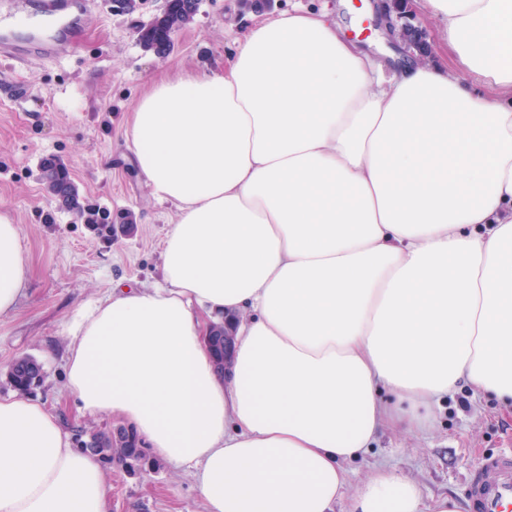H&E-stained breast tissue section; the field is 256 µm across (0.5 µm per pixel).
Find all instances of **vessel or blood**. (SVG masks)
<instances>
[{
	"label": "vessel or blood",
	"instance_id": "1",
	"mask_svg": "<svg viewBox=\"0 0 512 512\" xmlns=\"http://www.w3.org/2000/svg\"><path fill=\"white\" fill-rule=\"evenodd\" d=\"M93 0H41L44 16L67 14L68 20L49 40L31 43L32 51L56 60L76 49L71 37ZM470 512H512V452L482 457L467 483Z\"/></svg>",
	"mask_w": 512,
	"mask_h": 512
}]
</instances>
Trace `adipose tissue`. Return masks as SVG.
<instances>
[{"label": "adipose tissue", "instance_id": "obj_1", "mask_svg": "<svg viewBox=\"0 0 512 512\" xmlns=\"http://www.w3.org/2000/svg\"><path fill=\"white\" fill-rule=\"evenodd\" d=\"M462 72L392 76L329 11L256 24L226 68L158 78L127 130L178 213L158 288H115L67 336L83 415L192 469L205 512H458L348 461L459 384L512 403V0H423ZM0 213V315L26 293ZM237 320L230 369L206 338ZM59 417L0 399V512H106Z\"/></svg>", "mask_w": 512, "mask_h": 512}]
</instances>
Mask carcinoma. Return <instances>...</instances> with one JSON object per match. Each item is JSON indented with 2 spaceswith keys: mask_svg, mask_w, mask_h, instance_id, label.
Returning a JSON list of instances; mask_svg holds the SVG:
<instances>
[{
  "mask_svg": "<svg viewBox=\"0 0 512 512\" xmlns=\"http://www.w3.org/2000/svg\"><path fill=\"white\" fill-rule=\"evenodd\" d=\"M195 0H170L168 9L155 15L138 30V42L147 51L164 56L171 50V32L193 20L196 15ZM41 182L45 191L56 202L60 211L76 212L84 223L99 233L112 232L110 215L80 201L78 188L71 178L67 166L60 160L47 159L41 168ZM11 386L21 392L29 391L42 378L41 365L28 358L16 360L8 371ZM80 448L110 461L119 459L130 470L146 469L149 458L139 436L131 429L124 430L119 436L111 434H92L86 440H78Z\"/></svg>",
  "mask_w": 512,
  "mask_h": 512,
  "instance_id": "cac0c4a2",
  "label": "carcinoma"
}]
</instances>
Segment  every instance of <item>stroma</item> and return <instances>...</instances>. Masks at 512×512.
<instances>
[{
    "instance_id": "35a3bbf8",
    "label": "stroma",
    "mask_w": 512,
    "mask_h": 512,
    "mask_svg": "<svg viewBox=\"0 0 512 512\" xmlns=\"http://www.w3.org/2000/svg\"><path fill=\"white\" fill-rule=\"evenodd\" d=\"M80 27L76 51L61 62L25 53L15 68L27 88L12 100L0 96V212L20 228L29 257L27 293L13 312L0 316V398L13 395L8 367L31 357L43 367L28 398L56 413L70 439L111 432L121 417L89 419L65 387V331L78 307L117 282L141 288L157 282L163 240L174 210L152 199L134 163L127 124L139 99L161 74L219 69L257 14L239 0H203L194 20L175 31L168 55L137 41V24L157 14L160 0H145L130 14L96 0ZM327 8L347 37L379 56L380 39L368 0H274V12ZM65 163L85 202L111 214L131 213L134 229L101 237L76 213L57 210L39 170L46 159ZM512 439V406L460 387L411 433L386 430L374 448L349 463L350 482L361 487L378 468L396 470L420 488L424 499L442 495L465 501V483L477 461ZM103 470L110 485L108 512H204L187 471L156 462L146 475L130 476L112 463Z\"/></svg>"
}]
</instances>
